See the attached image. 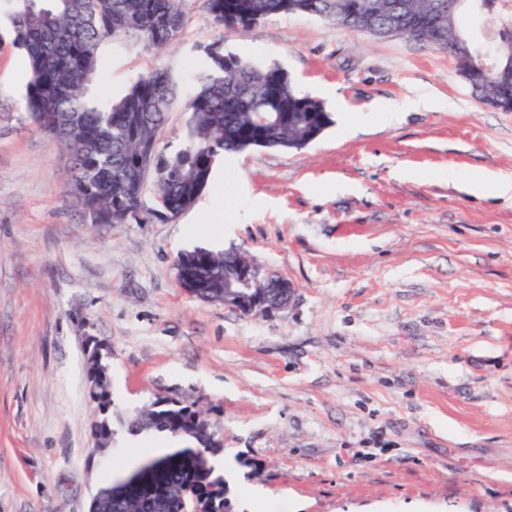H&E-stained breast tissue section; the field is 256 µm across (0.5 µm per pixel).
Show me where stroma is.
<instances>
[{"instance_id":"35a3bbf8","label":"stroma","mask_w":512,"mask_h":512,"mask_svg":"<svg viewBox=\"0 0 512 512\" xmlns=\"http://www.w3.org/2000/svg\"><path fill=\"white\" fill-rule=\"evenodd\" d=\"M219 39L333 114L303 148L214 165L225 247L294 286L266 318L180 288L199 208L83 223L68 151L24 108L26 60L0 51V512H88L133 464L124 432L91 436L94 340L115 414L168 396L209 420L234 512H512V199L467 189L512 180V112L436 46L302 14L228 32L205 0L167 52L104 51L95 94L161 66L189 81ZM404 99L425 105L385 121Z\"/></svg>"}]
</instances>
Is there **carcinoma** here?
<instances>
[{
    "instance_id": "cac0c4a2",
    "label": "carcinoma",
    "mask_w": 512,
    "mask_h": 512,
    "mask_svg": "<svg viewBox=\"0 0 512 512\" xmlns=\"http://www.w3.org/2000/svg\"><path fill=\"white\" fill-rule=\"evenodd\" d=\"M333 0H206L210 20L228 30L248 28L270 15L330 12ZM356 18L351 28L372 36L391 29L398 12H422L431 0H351ZM11 45L28 63L24 104L36 125L61 141L73 160L65 188L69 206L92 224H126L135 212L168 220L191 208L206 188L215 162L253 149L301 148L314 127L328 128L325 104L298 92L279 65L259 66L217 40L204 49L196 85L185 87L169 68L141 74L118 100L89 99L105 43L117 48L129 41L148 51L170 45L187 19V0H0ZM469 34L462 18L437 16L428 31L405 37L454 55L460 70L470 60L453 50ZM497 54L512 60V21L501 26ZM182 103L186 119L179 142L160 146L169 113ZM284 118L258 125L259 113ZM153 158L150 167L138 164ZM235 253L196 246L179 253L184 270L209 281L224 275V260ZM191 295L224 303V288H202ZM101 345L88 358V397L94 405L92 436L96 447H109L114 423L130 435L159 433L191 442L157 454L140 448V457L159 461L161 472L148 483L125 487L109 482L94 495L90 512H231L224 475L212 459L224 448L209 442L194 422L199 411L172 398H160L127 417L113 419L112 382L101 363Z\"/></svg>"
}]
</instances>
